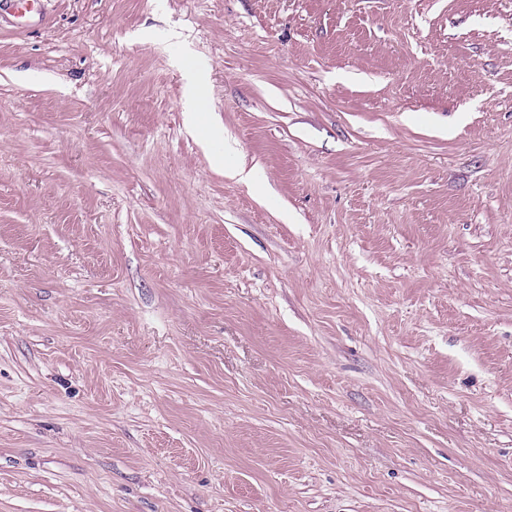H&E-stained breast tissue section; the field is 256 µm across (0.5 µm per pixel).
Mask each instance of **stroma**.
Masks as SVG:
<instances>
[{
	"instance_id": "1",
	"label": "stroma",
	"mask_w": 512,
	"mask_h": 512,
	"mask_svg": "<svg viewBox=\"0 0 512 512\" xmlns=\"http://www.w3.org/2000/svg\"><path fill=\"white\" fill-rule=\"evenodd\" d=\"M0 512H512V0L0 5Z\"/></svg>"
}]
</instances>
